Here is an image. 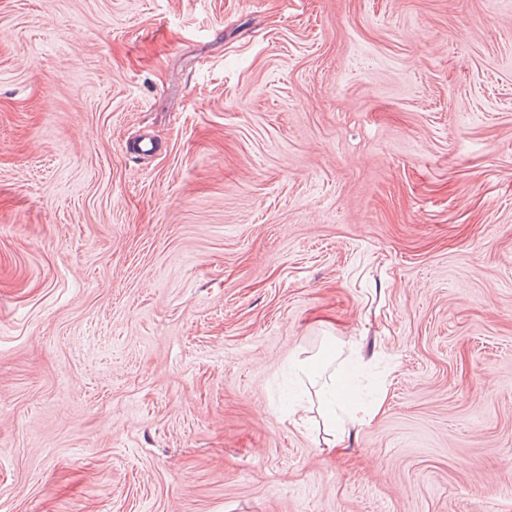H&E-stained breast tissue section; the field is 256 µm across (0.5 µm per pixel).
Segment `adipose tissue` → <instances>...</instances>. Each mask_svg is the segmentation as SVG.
I'll return each instance as SVG.
<instances>
[{
	"label": "adipose tissue",
	"mask_w": 512,
	"mask_h": 512,
	"mask_svg": "<svg viewBox=\"0 0 512 512\" xmlns=\"http://www.w3.org/2000/svg\"><path fill=\"white\" fill-rule=\"evenodd\" d=\"M296 375L321 378L319 390L324 429L328 435L327 445L334 448L342 445L350 435L349 421H352L354 397L347 378L342 374H325V360L296 359L291 363Z\"/></svg>",
	"instance_id": "adipose-tissue-1"
}]
</instances>
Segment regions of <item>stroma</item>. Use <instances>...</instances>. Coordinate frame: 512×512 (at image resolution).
<instances>
[{
	"label": "stroma",
	"mask_w": 512,
	"mask_h": 512,
	"mask_svg": "<svg viewBox=\"0 0 512 512\" xmlns=\"http://www.w3.org/2000/svg\"><path fill=\"white\" fill-rule=\"evenodd\" d=\"M0 512H512V0H0ZM332 353L324 352L321 360L317 359H295L291 363V368L295 371L297 376L304 375L313 380L315 377L322 379L323 371L326 369V364L329 363V358ZM320 386L319 398L324 419V429L329 435L328 448L341 446L350 435L347 427L349 421L354 419L352 409L354 397L349 387L347 377L342 373L329 374L327 380Z\"/></svg>",
	"instance_id": "35a3bbf8"
}]
</instances>
